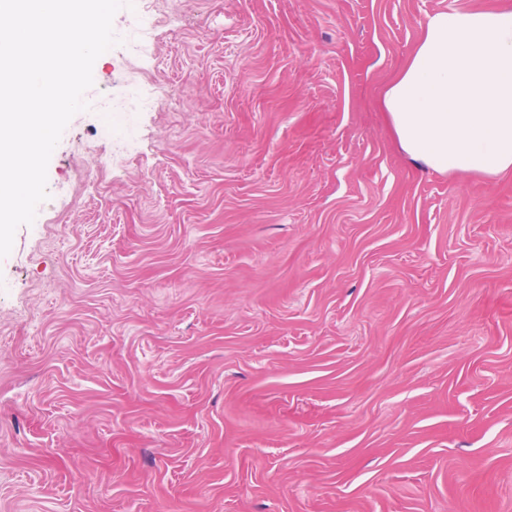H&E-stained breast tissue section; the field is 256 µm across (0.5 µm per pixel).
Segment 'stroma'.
<instances>
[{"instance_id": "1", "label": "stroma", "mask_w": 512, "mask_h": 512, "mask_svg": "<svg viewBox=\"0 0 512 512\" xmlns=\"http://www.w3.org/2000/svg\"><path fill=\"white\" fill-rule=\"evenodd\" d=\"M509 5L171 0L146 57L121 8L0 260V512H512V172L381 108Z\"/></svg>"}]
</instances>
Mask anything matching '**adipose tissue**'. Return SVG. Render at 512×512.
I'll list each match as a JSON object with an SVG mask.
<instances>
[{
	"instance_id": "1",
	"label": "adipose tissue",
	"mask_w": 512,
	"mask_h": 512,
	"mask_svg": "<svg viewBox=\"0 0 512 512\" xmlns=\"http://www.w3.org/2000/svg\"><path fill=\"white\" fill-rule=\"evenodd\" d=\"M382 107L400 150L424 169L512 171V7L430 15Z\"/></svg>"
}]
</instances>
